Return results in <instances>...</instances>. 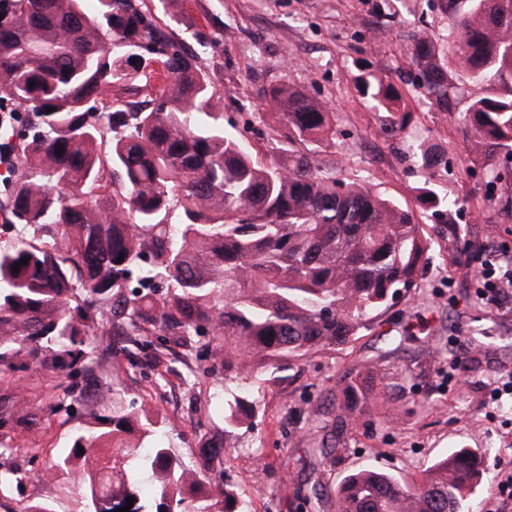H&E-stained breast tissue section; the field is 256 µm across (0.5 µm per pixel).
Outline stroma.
<instances>
[{
	"mask_svg": "<svg viewBox=\"0 0 512 512\" xmlns=\"http://www.w3.org/2000/svg\"><path fill=\"white\" fill-rule=\"evenodd\" d=\"M172 34L196 66L216 84L224 124L253 149L259 162L279 159L282 131L261 120L270 91L289 83L332 114L328 139L300 144L330 176L362 180L383 196L416 210L431 234L420 285L397 298L355 341L311 352L279 371L261 373L255 385L254 426L239 439L228 473L246 512H336L335 498L311 499L315 485L336 488L349 472L373 466L402 479L457 448L481 452L487 471L469 495L474 512H512V496L499 484L512 475V291L479 297L474 277L486 251L512 255V162L470 151L463 115L481 86L452 73L456 86L447 110L416 87L407 53L422 34H446L452 20L433 0H179ZM389 76L402 87L413 117L393 135L381 131L380 112L361 98L358 78ZM443 150L426 167L429 146ZM431 184L460 200L434 215L419 208V189ZM180 349L138 364L110 366L94 377L68 375L22 356L0 376V407L13 416L10 433L24 455L21 499L54 502L74 512L82 494L72 480L43 481L75 428L97 408L94 382L113 389L119 402L150 407L175 435L173 451L190 467L214 476L202 449L224 426V389L237 386L224 363L188 379ZM385 373L394 400L365 407L356 420L328 419L355 378ZM74 383L80 395L71 414L50 409L55 386ZM334 437L326 461L309 449Z\"/></svg>",
	"mask_w": 512,
	"mask_h": 512,
	"instance_id": "stroma-1",
	"label": "stroma"
}]
</instances>
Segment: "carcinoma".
<instances>
[{"mask_svg": "<svg viewBox=\"0 0 512 512\" xmlns=\"http://www.w3.org/2000/svg\"><path fill=\"white\" fill-rule=\"evenodd\" d=\"M452 17L446 44L409 53L420 86L439 102L455 67L486 94L466 120L477 155L512 158V0H439ZM158 59L161 67L148 61ZM150 107L124 94L140 82ZM358 92L383 131L407 124L402 92L382 75ZM263 118L292 143L322 141L330 112L283 83ZM52 112H47V109ZM0 372L21 353H52L91 374L100 324L128 325L116 352L131 365L172 345L224 356L247 380L320 347L347 344L373 314L419 287L430 237L413 212L365 183L326 175L298 150L273 166L224 127L222 96L146 0H0ZM421 206L456 201L430 185ZM29 258L19 271L12 267ZM123 261H118V258ZM374 388L355 379L339 410L359 414ZM378 395H384L380 389ZM253 392H224L229 462L252 428ZM484 474L470 448L409 483L363 466L336 488V512H469ZM51 476L82 485L79 512H243L226 473L202 480L172 451L146 408L112 402L106 425L79 428ZM16 465L0 463V501H13ZM10 512H57L18 500Z\"/></svg>", "mask_w": 512, "mask_h": 512, "instance_id": "1", "label": "carcinoma"}]
</instances>
